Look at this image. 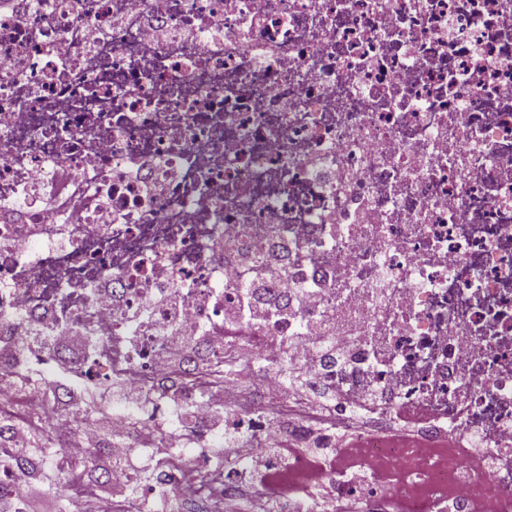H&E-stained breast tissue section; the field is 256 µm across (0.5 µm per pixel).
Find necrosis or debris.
<instances>
[{
    "label": "necrosis or debris",
    "instance_id": "1",
    "mask_svg": "<svg viewBox=\"0 0 512 512\" xmlns=\"http://www.w3.org/2000/svg\"><path fill=\"white\" fill-rule=\"evenodd\" d=\"M0 13V346L33 338L27 393L0 418L48 436L82 433L90 408L27 403L55 363L85 378L168 390L137 411L163 452L125 447L150 472L112 512H145L159 489L212 505L237 466L187 482L164 431L185 399L212 436L208 371L171 349L185 313L277 355L285 336H329L346 359L319 375L324 411L283 396L253 412L254 447L279 418L327 440H363L362 480L316 484L347 512H375L379 466L428 489L434 512H471L493 490L512 505V0H14ZM279 268L278 310L225 335L241 255ZM314 289L299 301L294 285ZM88 338L72 355L39 332ZM413 431L366 432L401 412Z\"/></svg>",
    "mask_w": 512,
    "mask_h": 512
}]
</instances>
